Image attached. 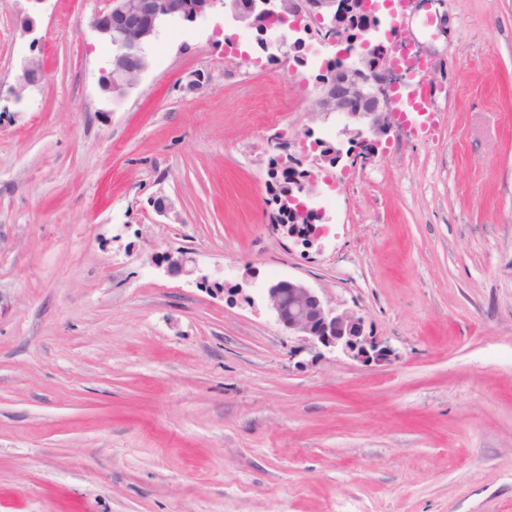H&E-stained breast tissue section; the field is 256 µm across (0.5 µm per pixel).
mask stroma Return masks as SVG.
<instances>
[{"label":"stroma","mask_w":512,"mask_h":512,"mask_svg":"<svg viewBox=\"0 0 512 512\" xmlns=\"http://www.w3.org/2000/svg\"><path fill=\"white\" fill-rule=\"evenodd\" d=\"M97 5L45 0L30 32L27 0L0 4V512H512V0L381 14L371 42L396 23L427 53L422 110L321 171L309 249L271 221L269 162L341 143L309 109L334 48L291 67L217 9L168 21L116 97ZM167 250L253 284L210 292ZM278 279L390 360L303 347ZM44 79V69L42 61L37 57H29L20 68V73L16 76V87L12 91L16 100L22 98V93L28 88L38 87Z\"/></svg>","instance_id":"1"}]
</instances>
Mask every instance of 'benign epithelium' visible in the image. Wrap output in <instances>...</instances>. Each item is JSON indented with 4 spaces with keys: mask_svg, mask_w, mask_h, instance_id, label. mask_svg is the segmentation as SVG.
Instances as JSON below:
<instances>
[{
    "mask_svg": "<svg viewBox=\"0 0 512 512\" xmlns=\"http://www.w3.org/2000/svg\"><path fill=\"white\" fill-rule=\"evenodd\" d=\"M88 26L96 36L113 48V69L102 83V90L125 95L133 89L151 65L148 47L161 27L172 18L194 22L217 8L234 23L257 32L258 42L290 57L306 47L305 39L340 48L341 65L323 71L319 94L310 111L337 113L346 123L345 135L362 137V158L378 154L383 138L396 125V104L402 101L401 88L408 87L414 72L403 64L410 52L402 30L394 26L387 33L390 46L373 45L367 39L379 30L378 0H100ZM288 25L294 33L305 34L292 43L267 38L274 24ZM44 79L42 61L26 59L16 76V99L28 88L38 87ZM278 179L277 205L291 217L279 225L286 234L310 248L322 238L324 228L310 223L309 214L323 217L310 206L317 195L318 179L314 170L295 161L287 146H274ZM318 160L331 166L342 158L343 150L326 143H314ZM167 268L196 277L200 285L209 283L207 275L183 250L164 254ZM269 311L288 334L313 350H334L362 363L381 362L390 348L368 330L364 318L353 310H339L327 304L320 294L301 280H277L262 289Z\"/></svg>",
    "mask_w": 512,
    "mask_h": 512,
    "instance_id": "obj_1",
    "label": "benign epithelium"
}]
</instances>
